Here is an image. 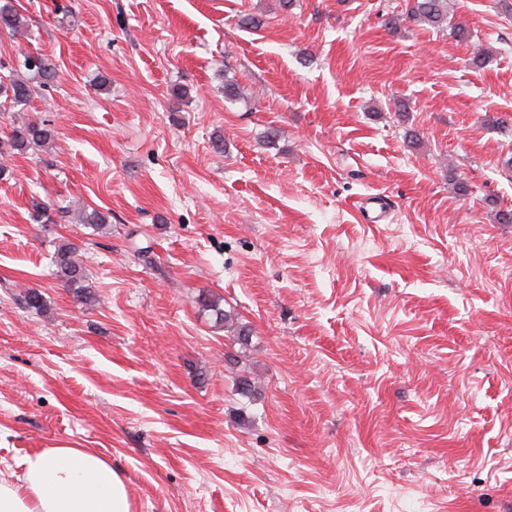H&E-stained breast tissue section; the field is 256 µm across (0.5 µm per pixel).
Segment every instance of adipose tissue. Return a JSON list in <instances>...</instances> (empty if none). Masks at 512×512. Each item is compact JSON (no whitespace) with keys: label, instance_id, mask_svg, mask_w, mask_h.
<instances>
[{"label":"adipose tissue","instance_id":"obj_1","mask_svg":"<svg viewBox=\"0 0 512 512\" xmlns=\"http://www.w3.org/2000/svg\"><path fill=\"white\" fill-rule=\"evenodd\" d=\"M0 473V512H132L125 481L101 455L58 443Z\"/></svg>","mask_w":512,"mask_h":512}]
</instances>
